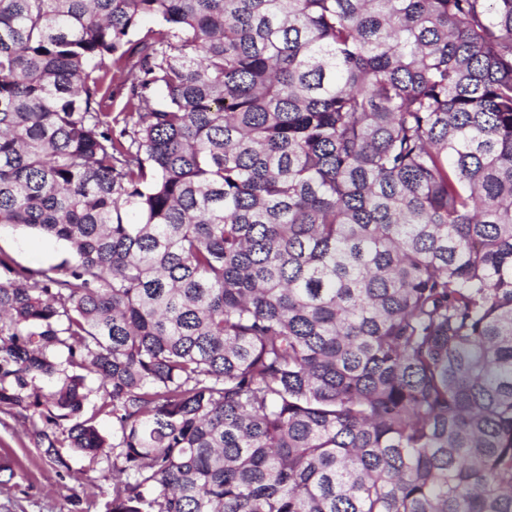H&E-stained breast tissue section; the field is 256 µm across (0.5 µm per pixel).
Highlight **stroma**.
Returning <instances> with one entry per match:
<instances>
[{"label": "stroma", "instance_id": "obj_1", "mask_svg": "<svg viewBox=\"0 0 512 512\" xmlns=\"http://www.w3.org/2000/svg\"><path fill=\"white\" fill-rule=\"evenodd\" d=\"M0 253L18 267H49L73 261L69 246L35 230L18 226L0 229ZM10 456L14 476L0 483V512H68L71 496H79V512H103L108 487L106 457L73 455L68 468L48 461L37 446L30 422L23 414L0 408V457Z\"/></svg>", "mask_w": 512, "mask_h": 512}]
</instances>
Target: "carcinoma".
<instances>
[{"label": "carcinoma", "mask_w": 512, "mask_h": 512, "mask_svg": "<svg viewBox=\"0 0 512 512\" xmlns=\"http://www.w3.org/2000/svg\"><path fill=\"white\" fill-rule=\"evenodd\" d=\"M18 225L0 408L105 512H512V0H0ZM0 252L8 255L17 267H49L75 260L65 242L22 226L2 228Z\"/></svg>", "instance_id": "obj_1"}]
</instances>
